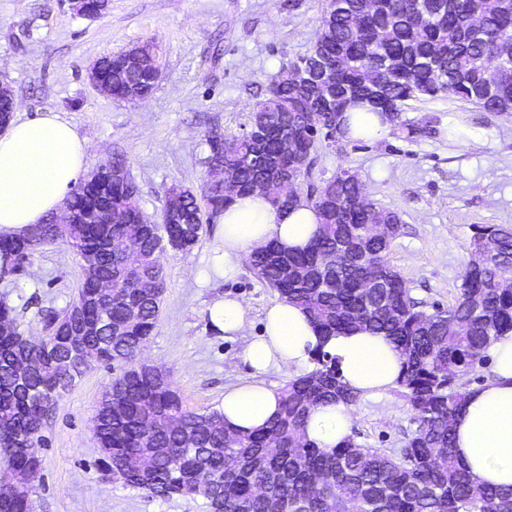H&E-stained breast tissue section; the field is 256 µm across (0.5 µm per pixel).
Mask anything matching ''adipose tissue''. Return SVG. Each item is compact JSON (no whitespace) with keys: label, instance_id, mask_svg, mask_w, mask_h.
<instances>
[{"label":"adipose tissue","instance_id":"1","mask_svg":"<svg viewBox=\"0 0 512 512\" xmlns=\"http://www.w3.org/2000/svg\"><path fill=\"white\" fill-rule=\"evenodd\" d=\"M84 141L59 115L46 112L15 123L0 135V233H18L60 212L72 185L84 172ZM224 247L213 258L216 269L232 278L238 262L251 250L276 242L288 250L305 248L319 233V220L307 206L276 208L256 191L233 196L222 216ZM208 325L231 338L249 323L248 307L232 295L207 308ZM336 356L343 381L361 399L381 398L395 387L402 360L385 336L365 330L322 335L309 315L279 301L265 314L260 336L246 346L243 361L249 380L225 389L219 406L224 425L236 432L266 426L279 412V393L264 376L288 369L301 376L312 369L316 348ZM491 374L469 389L454 421L459 460L482 483L512 486V331L491 340L487 349ZM349 407H316L305 436L321 448H333L351 433Z\"/></svg>","mask_w":512,"mask_h":512}]
</instances>
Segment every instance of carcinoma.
I'll list each match as a JSON object with an SVG mask.
<instances>
[{
  "mask_svg": "<svg viewBox=\"0 0 512 512\" xmlns=\"http://www.w3.org/2000/svg\"><path fill=\"white\" fill-rule=\"evenodd\" d=\"M440 5L441 0H327L320 36L334 97L317 109L297 97L290 72L309 62L311 50L271 77L268 95L254 108L249 124L268 134L294 132L306 143V166L296 158L283 161L275 138L258 146L246 131L209 135L203 164H223L224 178L240 194L252 192L258 180L274 182L287 172L309 177L321 145L312 129L333 122L341 98L350 92L355 96L346 107L367 102L394 126L401 125L404 101L435 96L448 81L455 98L487 112L511 113L512 57L499 55L497 43L512 42V0H457L454 9L441 15ZM473 14L481 18L484 32L471 29L468 18ZM386 60L395 62L396 69L385 76L384 96L372 100L363 94L365 68ZM154 88L151 75L130 72L112 82L111 92L128 101L146 98ZM132 192H137L135 183L115 181L105 203L121 210ZM99 194L94 187H77L70 204L83 224L70 231L49 224L43 242L60 241L78 256L100 238L112 242V248L100 253L97 267V278L112 282V296L105 301L112 332L90 340L112 348V361L123 364L112 391L104 394L112 405L103 416L98 443L104 456H112V469L123 475L124 485L167 498L200 497L209 512L216 493L221 512H267L270 502L281 512H512V490L482 484L459 464L452 441V424L470 375L487 361L491 339L512 330V226L478 229L471 251L481 263L464 267L456 303L429 307L410 295L388 262L390 242L369 230L376 218L400 231L399 214L373 200L364 208L354 206L362 190L355 176L342 170L320 179L306 200L321 224L312 244L287 252L271 242L246 256L254 274L281 299L303 307L323 334L369 329L388 337L402 356L398 393L410 407L413 425L405 447L370 448L353 435L327 450L305 438L311 410L327 401L347 406L358 401L342 382L336 358L327 352L317 351L313 369L282 388L280 412L273 421L251 433H233L228 441L220 412L187 409L169 376L138 360L156 327L160 300L143 299L133 309L126 298L164 275L161 239L186 235L194 226L186 251L199 243L206 224L218 219L230 200L224 186L207 182L199 197L168 189L163 211L179 221L152 224L136 237L125 224L98 223ZM334 197L347 206L336 210L328 203ZM338 246L391 273L394 287H365L368 267L353 261L336 268L346 287L325 285L319 267ZM35 250L23 237L1 234L0 280L15 279L18 258ZM130 253L143 255L133 282L126 266ZM66 314L44 316L45 342L62 358L68 356L60 331ZM27 352L21 325L0 337V464L21 480L36 454L10 445L19 436L29 440L41 433L50 408L78 379L72 373L45 371L31 380L36 393L21 396L13 377ZM200 471L214 473L216 482L196 480ZM32 494V487H25L19 498L0 503V512H32Z\"/></svg>",
  "mask_w": 512,
  "mask_h": 512,
  "instance_id": "carcinoma-1",
  "label": "carcinoma"
}]
</instances>
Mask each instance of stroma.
<instances>
[{"label":"stroma","instance_id":"35a3bbf8","mask_svg":"<svg viewBox=\"0 0 512 512\" xmlns=\"http://www.w3.org/2000/svg\"><path fill=\"white\" fill-rule=\"evenodd\" d=\"M325 6V0H112L102 15L85 17L68 0H0V81L14 95V120L52 111L75 128L88 170L123 156L139 207L157 223L169 188L201 192L208 135L246 129L271 76L314 45ZM147 42L162 70L147 99L109 98L90 83L95 61ZM401 113L405 123L432 124L434 134L410 137L393 127L375 140L320 146L313 176L349 170L372 200L395 210L401 226L389 263L413 297L445 308L458 297L477 229L512 225V114L444 94L405 101ZM223 245L222 226L214 223L191 252L166 251L167 288L141 355L170 375L193 411L217 408L226 388L248 378L243 351L280 299L247 263L224 280L212 265ZM82 281L71 249L44 244L15 283L0 281V298L17 306L25 332L40 339L44 311L64 309ZM227 293L249 308L244 335L233 339L205 320L211 301ZM23 296L30 299L24 309ZM121 372L119 364L91 362L51 408L38 449L33 512H206L202 500L159 498L102 472L93 419ZM353 413L359 443L405 446L411 412L396 392L358 401Z\"/></svg>","mask_w":512,"mask_h":512}]
</instances>
